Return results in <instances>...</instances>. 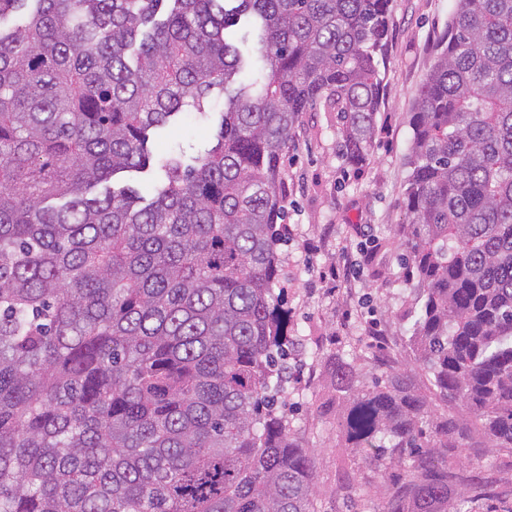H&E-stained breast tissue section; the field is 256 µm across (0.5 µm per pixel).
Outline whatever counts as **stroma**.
Returning a JSON list of instances; mask_svg holds the SVG:
<instances>
[{
  "label": "stroma",
  "mask_w": 512,
  "mask_h": 512,
  "mask_svg": "<svg viewBox=\"0 0 512 512\" xmlns=\"http://www.w3.org/2000/svg\"><path fill=\"white\" fill-rule=\"evenodd\" d=\"M453 7L454 0H393L383 104L364 167L352 169L339 157L332 112L303 115L295 147L284 161V205L292 232L281 244L280 254L288 276L290 325L298 345L281 409L294 436L315 450L317 512H363V503L340 489L344 469L354 470L358 481L376 496L401 472L397 457L374 467L345 448L338 423L348 403L336 397L337 358L355 364L368 386L391 370L407 372L432 414L458 410L432 393L407 345L410 331L404 315L414 307L416 295L406 281L402 235L410 112L432 66L433 44L445 30ZM210 143L209 121L187 113L177 125L162 131L157 149L180 150L194 157ZM364 224L371 225L373 240L363 238ZM309 239L319 241V253H305L303 244ZM345 248L358 261V275L350 287L340 288L326 272ZM373 328L378 331L374 337L369 334ZM453 461L462 477L458 488L467 497L475 475L488 468L495 472V484L485 496L473 499V512H501L512 500V448H459Z\"/></svg>",
  "instance_id": "stroma-1"
}]
</instances>
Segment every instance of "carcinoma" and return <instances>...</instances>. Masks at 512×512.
Returning <instances> with one entry per match:
<instances>
[{
    "mask_svg": "<svg viewBox=\"0 0 512 512\" xmlns=\"http://www.w3.org/2000/svg\"><path fill=\"white\" fill-rule=\"evenodd\" d=\"M392 0H0V512H314L279 410L281 169L305 112L367 161ZM224 93L213 145L149 132ZM408 374L336 358L375 512H463L448 449L512 448V0H456L414 100ZM159 173L150 199L110 181Z\"/></svg>",
    "mask_w": 512,
    "mask_h": 512,
    "instance_id": "obj_1",
    "label": "carcinoma"
}]
</instances>
